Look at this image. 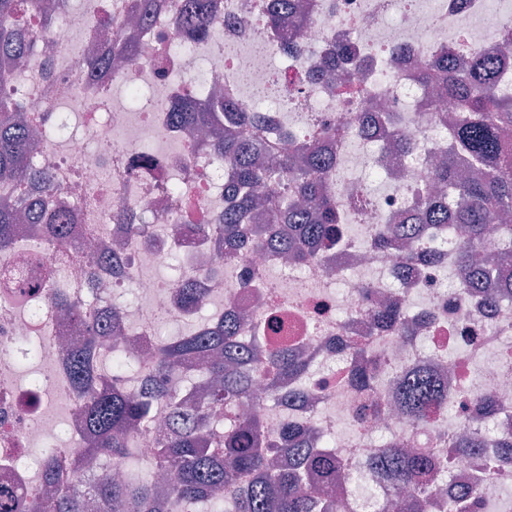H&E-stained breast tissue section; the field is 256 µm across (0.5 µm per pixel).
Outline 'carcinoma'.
<instances>
[{
	"instance_id": "1",
	"label": "carcinoma",
	"mask_w": 512,
	"mask_h": 512,
	"mask_svg": "<svg viewBox=\"0 0 512 512\" xmlns=\"http://www.w3.org/2000/svg\"><path fill=\"white\" fill-rule=\"evenodd\" d=\"M35 0H0V61L9 66L34 50L42 37L39 28L20 25V18L34 8ZM161 0H133V8L148 22ZM205 0H186L179 22L198 34L207 32L211 22ZM274 8L266 16L272 38L279 35V10L300 13L297 0H273ZM458 113V122L448 133L446 161L434 172V179L454 188V200L425 192L419 210L406 224L376 228L374 240L389 250L408 246L403 255L409 267L427 252L425 226L445 224L466 230L460 241L457 268L463 286L480 291L490 283L497 293L512 297V253L498 254L495 269L485 264L487 227L500 213L512 210V159L505 155L502 131L512 125V96L496 86V60L488 52L479 53L465 69H457L442 58L421 63ZM21 103L0 94V181L24 186L37 181L43 188L40 198L19 193L0 203V252L15 245L18 213L37 222L56 194L50 177L25 161L32 152L30 131L14 120L13 111ZM223 104L213 103L207 111L188 108L175 113L176 119L192 127L211 130V149L231 164L233 179L224 187L231 206L224 210L221 224H198V233L211 232L224 239L228 252L250 245L256 250L277 247L282 254L312 259L336 245L341 217L333 198L323 191L322 179L331 173L330 144L338 137L334 128H326L309 140L296 141L278 164L262 161V147L250 134L256 115L245 110L230 118V127L220 125ZM263 194L271 201L266 235L249 238L245 218L253 212L256 198ZM183 302L196 306L201 291L190 282L176 279ZM51 306L66 312L73 326L88 340L76 351L72 361L74 383L91 391L83 406V423L93 438L92 446L82 449L99 460V471L86 488H73L46 500L38 497V512H88L95 507L112 506V512H156L159 491L146 479L129 483L115 481L110 468L132 461L134 442L130 428H146L153 423L158 407L168 410L165 431L155 438L150 466L172 478V492L178 512H196L198 504L224 506V512H338L340 500L331 489L345 462L332 448L319 447L310 436L289 425L283 430L286 447L278 448L258 420H243L238 403L251 395L256 379L253 363L256 349L240 333V321L227 315L198 326L160 345L154 374L138 388L125 381L128 362L110 363L112 383L94 385L93 340L118 327V311L112 308L106 324L85 313L81 306L64 298ZM377 321L405 336L408 327L396 304L374 310ZM195 356L206 361L210 377L219 385L208 400L224 406L222 418L215 419L202 406L186 410L176 392L166 384L169 374L183 359ZM269 376L272 379L295 377L305 368L303 356L295 350H269ZM395 399L409 422L428 427L448 407L444 387L437 374L424 368L402 373L395 380ZM482 447L479 433L461 438L448 448V455H461ZM373 470L408 495L378 512H467V502L446 496L427 495L430 474L443 468L419 450L406 452L390 445L372 462Z\"/></svg>"
}]
</instances>
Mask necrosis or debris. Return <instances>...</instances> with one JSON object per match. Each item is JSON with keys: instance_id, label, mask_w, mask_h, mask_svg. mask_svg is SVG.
Segmentation results:
<instances>
[{"instance_id": "necrosis-or-debris-1", "label": "necrosis or debris", "mask_w": 512, "mask_h": 512, "mask_svg": "<svg viewBox=\"0 0 512 512\" xmlns=\"http://www.w3.org/2000/svg\"><path fill=\"white\" fill-rule=\"evenodd\" d=\"M37 2L25 21L48 32L23 59L14 85L28 124L42 133L31 159L51 174L72 215L63 239L20 224L16 247L0 253V271L17 269L40 285L33 295L0 293V500L10 499L9 512H32L47 466H59L73 486L92 473L76 453L90 437L81 415L85 394L70 373L71 354L84 338L48 307V296L57 293L87 305L99 292L123 312L120 333L95 339L100 385L112 381L107 362L115 353L133 359L139 374L152 373L160 326L187 327L200 310L242 316L248 335L262 342L271 334L269 319H282L280 337L304 351L306 369L275 390L257 388L239 411L261 419L276 441L286 423L311 430L318 441L343 429L335 451L347 462L344 498L356 512H372L388 491L365 467L388 444L444 457L449 439L462 432L512 430V304L489 311L461 287L459 236L435 237L433 258L417 261L406 277L400 256L375 246L371 234L406 220L417 189L447 151L454 117L415 59L445 51L467 67L512 27V0H302L307 26L281 15L282 29L300 30V37L262 53L253 45L267 35L271 0H216L213 34L205 40L181 28L168 5L145 26L131 22L132 0H73L63 13L60 0ZM116 39L132 46L134 60L94 70L97 54H109ZM346 41L361 50L349 94L338 80L311 78L329 48ZM268 80L273 107L263 111L259 132L265 152L285 155L289 139L317 134L323 125L340 131L327 189L345 230L333 251L311 262L261 252L230 261L216 236L172 232L177 224L221 223L230 172L210 156L204 134L174 126L172 112L184 103H209L216 86L248 108L252 83ZM367 103L376 104L380 119L396 116L413 142L409 155L388 151L389 133L358 130L351 117ZM369 173L382 190L371 189ZM175 184L181 193L172 200L168 189ZM119 208L158 222L148 233L131 232L112 220ZM114 248L120 266L98 269L101 289L93 291L90 265ZM174 253L184 276L204 288L202 308L185 307L164 275ZM129 288L136 291L131 304L124 299ZM387 298L399 301L409 335L369 318L372 305ZM357 364L372 375V391L351 383ZM426 366L443 370L453 406L452 417L429 431L411 425L392 401L396 372ZM293 390L305 394V403L275 407L274 393ZM486 397L497 399L500 410L480 411ZM471 485L478 491L469 512H512V458L503 459L495 446L448 465L435 490Z\"/></svg>"}]
</instances>
